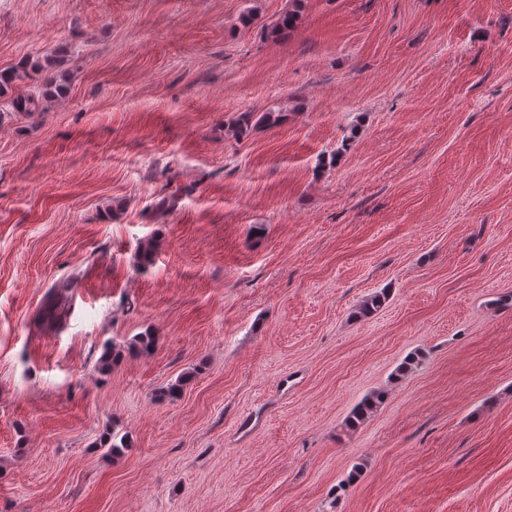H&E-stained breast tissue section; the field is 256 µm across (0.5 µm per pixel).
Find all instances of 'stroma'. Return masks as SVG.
Returning a JSON list of instances; mask_svg holds the SVG:
<instances>
[{"mask_svg":"<svg viewBox=\"0 0 512 512\" xmlns=\"http://www.w3.org/2000/svg\"><path fill=\"white\" fill-rule=\"evenodd\" d=\"M7 70L0 512H512V0H0Z\"/></svg>","mask_w":512,"mask_h":512,"instance_id":"obj_1","label":"stroma"}]
</instances>
